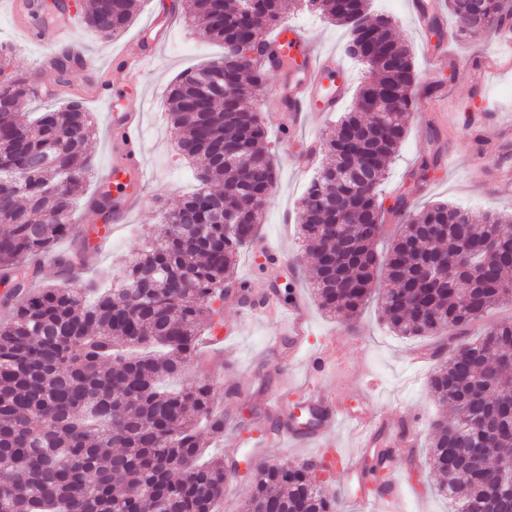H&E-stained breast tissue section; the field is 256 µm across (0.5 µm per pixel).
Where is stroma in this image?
<instances>
[{"mask_svg":"<svg viewBox=\"0 0 512 512\" xmlns=\"http://www.w3.org/2000/svg\"><path fill=\"white\" fill-rule=\"evenodd\" d=\"M408 2L373 0L372 9L393 17L396 35L407 45L412 57L414 93L436 97L439 109L412 112L405 141L382 186V196L390 204L396 196L405 195L413 211L448 202L477 215L488 211L510 213L512 183L490 192L473 178L474 159L484 147L479 129L487 130L505 118H512V69L487 80L484 88H475L470 83V73L479 60L497 49V37L490 34L458 41L453 36L452 16L444 15L442 31L454 62L444 74L431 75L425 52L426 34L412 20ZM163 3L164 0H140L131 24L115 38L78 28L75 39L89 64L74 71L69 84L63 86L58 85L48 65L55 55L49 27H40L41 39L33 42L15 29L7 12L0 11V42L13 46L15 70L37 74L42 89L47 92L46 97L29 102L27 111L38 112L46 105L59 107L77 99L95 117L92 172L76 203L75 233L55 247L59 254L83 251L86 263L73 269L55 262L41 265L36 276L38 285L69 283L79 286L119 278L122 259L139 249L146 229L156 227L160 209L176 207L184 195L196 187L193 164L180 160L174 151L164 96L167 87L182 72L221 57L224 53L221 45L197 38L183 16H176L168 41L158 50L138 90L114 93L105 103L93 97L113 55L140 50L147 26ZM287 23L303 30L312 48L344 59L350 72V85L343 107L351 109L363 78V67L346 56L348 35L345 29L303 8L289 14ZM116 109H134L142 114L145 129L142 163L147 193L131 223L120 225L109 236L96 240L90 230L102 224L95 208L99 197L98 178L119 159L112 144L111 119ZM261 115L267 126L265 146L277 166L278 182L265 207L259 228L260 240L280 246L296 264L298 285L308 304L310 331L305 349L296 361L269 355V339L277 328L275 319L242 318L234 300L225 298L221 328L228 336L222 341V351L204 356L189 367L195 379L213 382V406L223 412L225 424L236 429L235 434L225 435L215 443L211 452L224 458L232 449L247 448L255 429L269 424L264 411L269 394H281L290 402L297 398L302 387L316 380L325 391L349 406L355 402L354 388L369 382L373 385L367 395L370 414H383L394 422L414 418L419 421L414 431L412 460L397 462L399 480L407 489L405 512H451L447 499L436 490L437 476L425 468L424 463L432 422L442 412L429 392L428 380L436 364L447 358L455 343L445 335L415 338L395 335L381 321L378 303L374 300L351 323L320 308L311 285L312 265L297 222L299 200L312 173L295 167L293 148L280 139L273 110L263 109ZM431 155L437 156V166L426 178H419L422 160ZM236 276L255 294L261 293L272 281L281 287L289 283L281 264L265 260L255 247L242 251ZM418 350L431 351V362L412 363L410 355ZM317 356L322 357L324 366L315 379L311 376L310 363Z\"/></svg>","mask_w":512,"mask_h":512,"instance_id":"35a3bbf8","label":"stroma"}]
</instances>
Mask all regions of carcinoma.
Here are the masks:
<instances>
[{
  "label": "carcinoma",
  "instance_id": "carcinoma-1",
  "mask_svg": "<svg viewBox=\"0 0 512 512\" xmlns=\"http://www.w3.org/2000/svg\"><path fill=\"white\" fill-rule=\"evenodd\" d=\"M363 32L367 67L359 103L336 122L319 148L314 175L300 202V234L314 267L320 307L352 322L369 302L378 269L384 323L398 336L462 331L492 308L512 303V215L484 214L436 203L414 212L405 196L384 206L378 187L404 141L415 104L414 67L395 36L394 20L370 0H295ZM455 36L467 40L512 21V0H478L482 25L467 19L473 0H446ZM135 0H88L84 24L116 36L134 17ZM287 0H180L199 35L240 54L224 65V88L209 68L184 72L167 92L177 153L200 164L197 189L162 214L149 245L124 260L122 278L102 288L61 284L34 290L32 262L73 231V206L89 172L93 123L81 101L35 115L33 78L8 70L13 49L0 43V296L12 311L0 321V512H220L228 466L204 458L224 436L213 411V387L190 380L171 390L197 355L201 334L219 324L224 288L236 259L254 244L277 181L263 147L266 125L249 106L265 83L269 36L284 27ZM392 91L399 99L382 125L368 100ZM253 160L249 180L224 160V148ZM360 173L346 178L354 163ZM239 224L229 229L224 210ZM399 220L384 260L373 226ZM350 225L344 238L333 224ZM154 282L129 299L127 288ZM429 378L454 425L432 424L429 466L457 512H512V483L495 462L512 456V320L459 344ZM242 512H339L334 490L314 488L304 468L255 455ZM498 485L497 494L488 490Z\"/></svg>",
  "mask_w": 512,
  "mask_h": 512
}]
</instances>
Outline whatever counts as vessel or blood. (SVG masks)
<instances>
[{
  "label": "vessel or blood",
  "mask_w": 512,
  "mask_h": 512,
  "mask_svg": "<svg viewBox=\"0 0 512 512\" xmlns=\"http://www.w3.org/2000/svg\"><path fill=\"white\" fill-rule=\"evenodd\" d=\"M273 71L282 75L271 102L282 115V125L288 133L306 128L324 115L337 111L348 92V77L341 63L330 56L316 53L301 34L279 33L274 42ZM153 52H138L120 56L97 86V95L111 88L133 87L145 68L152 63ZM512 62V31L501 33L499 50L486 55L474 70L479 82H486L492 74L501 72ZM112 132L119 162L108 169L105 180L112 187V219L126 221L138 208L145 193V177L138 156L143 144V127L135 112H116L112 115ZM512 145V123H499L494 129V146L484 150L476 159L480 170L490 172V185L512 182V165L502 161L499 147ZM308 319L301 300H293L279 314L278 334L272 339L273 348L287 347L289 355H296L308 334ZM269 417L287 419L286 428L279 431L263 430L254 441L256 451L275 445L309 448L326 433L345 423L360 433L357 451L339 455L337 472L356 487L352 498L363 505L366 512H401L402 487L395 475L392 458L383 464L389 475L386 487L380 492L365 488L363 453L370 448H409L410 435L392 432L384 417H374L366 410L345 411L335 400L312 386L305 390L298 412H289L280 397H272L266 407Z\"/></svg>",
  "instance_id": "obj_1"
}]
</instances>
